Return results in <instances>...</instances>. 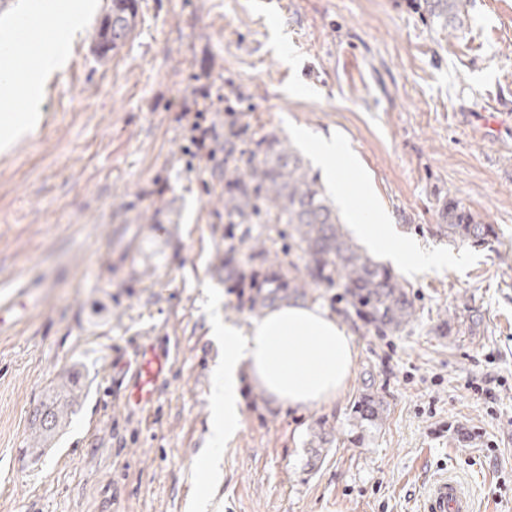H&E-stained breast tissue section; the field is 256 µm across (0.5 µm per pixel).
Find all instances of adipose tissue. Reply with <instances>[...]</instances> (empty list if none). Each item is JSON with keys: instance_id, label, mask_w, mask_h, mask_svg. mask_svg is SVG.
I'll return each instance as SVG.
<instances>
[{"instance_id": "obj_1", "label": "adipose tissue", "mask_w": 512, "mask_h": 512, "mask_svg": "<svg viewBox=\"0 0 512 512\" xmlns=\"http://www.w3.org/2000/svg\"><path fill=\"white\" fill-rule=\"evenodd\" d=\"M353 234L371 250L405 269L443 265L447 257L398 239L380 211L361 202L350 215ZM212 334L224 343L211 398L223 411L211 429L219 447L235 434L240 420L241 385L251 381L271 399L292 408L335 401L354 360L352 335L334 314L316 305L285 304L248 326L214 321Z\"/></svg>"}]
</instances>
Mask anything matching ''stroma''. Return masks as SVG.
Masks as SVG:
<instances>
[{"label": "stroma", "mask_w": 512, "mask_h": 512, "mask_svg": "<svg viewBox=\"0 0 512 512\" xmlns=\"http://www.w3.org/2000/svg\"><path fill=\"white\" fill-rule=\"evenodd\" d=\"M74 0H14L0 13V62L19 21L42 27ZM138 0L137 28L107 62L91 34L110 0H83L40 121L0 151V298L23 295L0 333V512H423L450 475L471 512H512V0H467L445 40L423 0ZM223 90L225 125L274 133L317 158L336 135L395 235L454 263L406 274L418 317L384 336L347 321L354 365L336 401L304 410L244 384L240 427L216 463L212 321L249 322L224 281L221 167L187 168L175 119L191 76ZM457 199L497 235L482 247L433 235ZM472 336H442L452 311ZM164 374L150 408L124 394L145 345ZM387 403L383 425L350 443L365 373ZM84 385L69 426L31 457L30 412L63 375ZM502 381L495 405L465 383ZM336 441L305 465L311 427ZM496 441L487 452V441Z\"/></svg>", "instance_id": "obj_1"}]
</instances>
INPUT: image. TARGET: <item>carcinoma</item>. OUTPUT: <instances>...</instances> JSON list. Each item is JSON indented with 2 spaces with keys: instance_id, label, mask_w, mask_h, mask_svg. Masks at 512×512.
<instances>
[{
  "instance_id": "carcinoma-1",
  "label": "carcinoma",
  "mask_w": 512,
  "mask_h": 512,
  "mask_svg": "<svg viewBox=\"0 0 512 512\" xmlns=\"http://www.w3.org/2000/svg\"><path fill=\"white\" fill-rule=\"evenodd\" d=\"M425 4L441 33L455 38L463 31L468 19L465 0ZM136 19L137 0H111L92 36L99 59H109L126 44ZM442 216L435 233L451 242L480 247L496 234L494 225L453 198L444 204ZM224 223L246 225L224 252V281L239 288L253 313L290 299L343 301L344 317H355L381 335L400 333L417 319L409 284L352 240L317 174L286 138L224 134ZM277 244L288 261L269 264L267 257ZM244 245L248 270L237 258ZM83 395L78 385L67 381L52 387V395L31 414L34 443L58 435L78 411ZM383 419L384 400L373 380L352 403L351 438L361 441ZM332 442L333 432L318 424L306 448V466L315 467Z\"/></svg>"
}]
</instances>
